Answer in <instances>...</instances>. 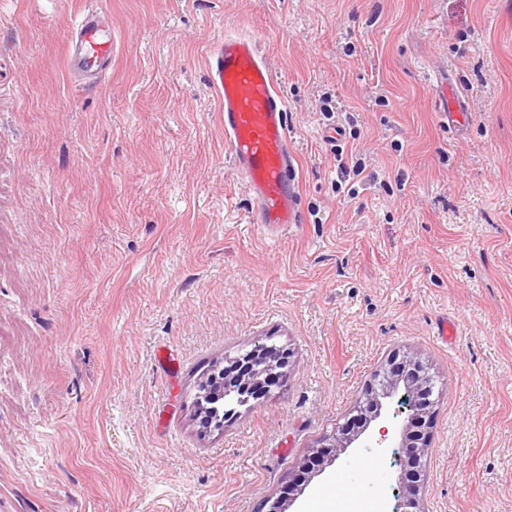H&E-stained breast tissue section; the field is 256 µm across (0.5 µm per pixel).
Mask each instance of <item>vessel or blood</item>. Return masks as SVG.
Wrapping results in <instances>:
<instances>
[{"label":"vessel or blood","mask_w":512,"mask_h":512,"mask_svg":"<svg viewBox=\"0 0 512 512\" xmlns=\"http://www.w3.org/2000/svg\"><path fill=\"white\" fill-rule=\"evenodd\" d=\"M111 28L87 12L75 24L70 63L78 74L105 78L112 69ZM210 86L224 118L230 159L254 201L261 227L287 230L302 221L288 100L258 40L225 34L207 59Z\"/></svg>","instance_id":"vessel-or-blood-1"}]
</instances>
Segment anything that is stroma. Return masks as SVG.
I'll return each instance as SVG.
<instances>
[{
	"label": "stroma",
	"instance_id": "35a3bbf8",
	"mask_svg": "<svg viewBox=\"0 0 512 512\" xmlns=\"http://www.w3.org/2000/svg\"><path fill=\"white\" fill-rule=\"evenodd\" d=\"M227 32L288 98L304 221L273 236L209 84ZM266 337L287 382L205 431L204 370ZM398 351L440 389L428 512H512V0H0V512H395L405 449L317 448ZM112 28L105 27L102 12L88 11L75 24L70 46V63L79 75L104 79L112 69ZM437 82L443 86L437 98L439 112L444 114L448 112V119L452 124L461 123L465 116L458 103L459 99H454L448 95V82L443 81L441 78Z\"/></svg>",
	"mask_w": 512,
	"mask_h": 512
}]
</instances>
